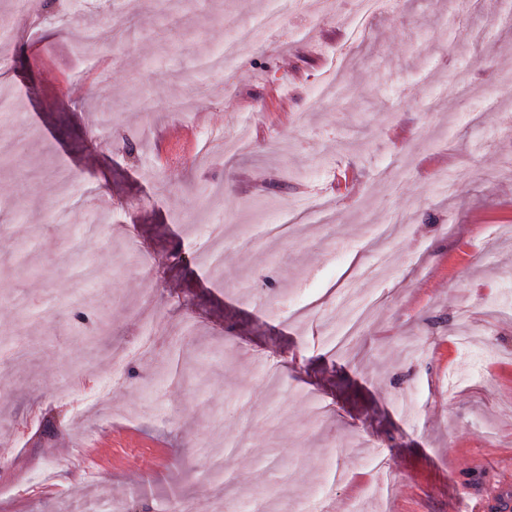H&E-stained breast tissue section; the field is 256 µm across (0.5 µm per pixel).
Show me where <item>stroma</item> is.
Listing matches in <instances>:
<instances>
[{"label":"stroma","mask_w":512,"mask_h":512,"mask_svg":"<svg viewBox=\"0 0 512 512\" xmlns=\"http://www.w3.org/2000/svg\"><path fill=\"white\" fill-rule=\"evenodd\" d=\"M27 2L0 0V512H502L505 0H391L363 39L351 0H282L233 71L187 81L271 0H42L33 26ZM197 83L192 111L139 108Z\"/></svg>","instance_id":"stroma-1"}]
</instances>
